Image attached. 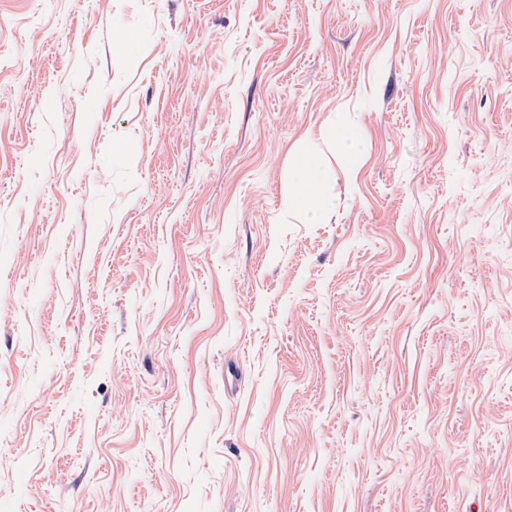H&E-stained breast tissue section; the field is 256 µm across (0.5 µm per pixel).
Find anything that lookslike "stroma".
Returning <instances> with one entry per match:
<instances>
[{
	"label": "stroma",
	"instance_id": "obj_1",
	"mask_svg": "<svg viewBox=\"0 0 512 512\" xmlns=\"http://www.w3.org/2000/svg\"><path fill=\"white\" fill-rule=\"evenodd\" d=\"M0 512H512V0H0ZM330 196L327 176L308 154H299L288 171V205L325 203Z\"/></svg>",
	"mask_w": 512,
	"mask_h": 512
}]
</instances>
